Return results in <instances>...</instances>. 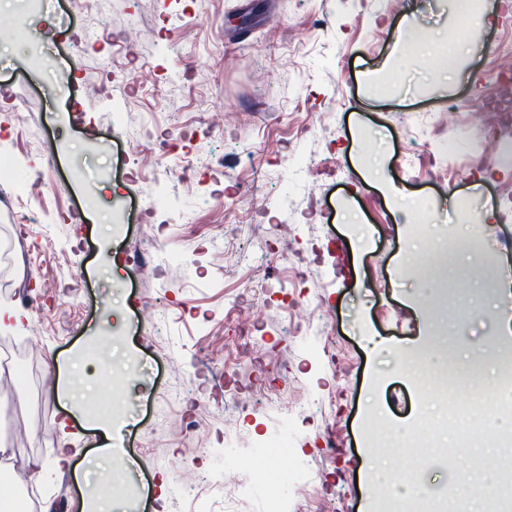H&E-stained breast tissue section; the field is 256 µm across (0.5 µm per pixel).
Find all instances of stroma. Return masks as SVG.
I'll return each instance as SVG.
<instances>
[{
    "instance_id": "stroma-1",
    "label": "stroma",
    "mask_w": 512,
    "mask_h": 512,
    "mask_svg": "<svg viewBox=\"0 0 512 512\" xmlns=\"http://www.w3.org/2000/svg\"><path fill=\"white\" fill-rule=\"evenodd\" d=\"M408 2L109 0L112 29L141 33L116 66L134 61L154 81L87 94L102 72L79 49L83 13L69 0L37 12L0 0V154L13 163L0 178V307L20 315L0 324V348H16L24 370L0 373V399L22 383L36 399L0 416V447L21 461L23 492L80 512L56 450L95 455L104 439L92 425L107 419L122 473L96 468L88 482L112 512H193L177 494L186 479L207 512H268L272 495L281 512H375L367 461L430 491L461 468L490 469L497 448L458 451L452 387L405 360L434 336L512 355V310L496 307L478 268L512 270V222L500 219L512 163L483 150L461 109L501 73L492 49L512 36V8L479 0L496 22L464 30L446 0ZM413 21L450 34L463 60L454 82L432 64L435 46L398 40ZM288 31L294 41H281ZM173 73L183 95L171 111ZM222 110L224 131L211 132ZM145 124L174 128L171 150L139 137L128 153L126 135ZM439 133L453 156L435 151ZM149 157L170 172L156 187L130 173ZM187 160L204 166L201 179L172 178ZM438 247L452 266L420 276ZM145 262L157 271L146 281ZM246 285L263 317L256 362L233 337ZM298 310L323 321L320 340L291 335ZM215 378L239 403L199 413ZM63 384L77 404L64 428ZM268 385L292 422L267 405ZM193 415L199 428L182 437ZM284 432L290 459L258 454Z\"/></svg>"
}]
</instances>
